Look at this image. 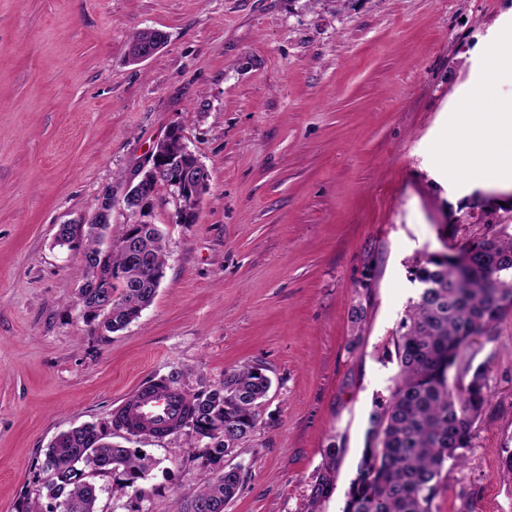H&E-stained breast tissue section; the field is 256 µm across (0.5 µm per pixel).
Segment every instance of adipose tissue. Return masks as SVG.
<instances>
[{"label": "adipose tissue", "instance_id": "ef3b65f1", "mask_svg": "<svg viewBox=\"0 0 512 512\" xmlns=\"http://www.w3.org/2000/svg\"><path fill=\"white\" fill-rule=\"evenodd\" d=\"M484 58L483 77L459 102L448 149L437 163L452 179L512 180V98L498 93L506 69H512V31L487 45Z\"/></svg>", "mask_w": 512, "mask_h": 512}]
</instances>
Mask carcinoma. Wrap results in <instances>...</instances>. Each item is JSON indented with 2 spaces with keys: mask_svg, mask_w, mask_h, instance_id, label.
Instances as JSON below:
<instances>
[{
  "mask_svg": "<svg viewBox=\"0 0 512 512\" xmlns=\"http://www.w3.org/2000/svg\"><path fill=\"white\" fill-rule=\"evenodd\" d=\"M158 36L149 29L131 34L127 59L137 62L134 48ZM110 231L118 246L104 255L99 240ZM58 231L82 250L79 270L85 286L79 297L83 318L93 323L103 299L112 298L107 332L125 329L153 302L166 266V243L157 224L112 222L101 230L61 224ZM470 270L458 272L450 258L433 254L411 260L410 276L422 283L410 300L393 337L398 371L389 395L374 405L366 445L343 512H433L443 489L444 471L461 465L472 445L473 425L486 402L487 369L467 357L474 338L490 335L512 317V234H485L461 248ZM271 387L263 365L244 364L224 371L209 389L189 396L180 427L192 431L195 442L206 441L202 456L212 465L250 440L257 426V408ZM125 429L118 413L110 424L86 423L59 433L45 453L41 470L54 474L45 484L55 501L49 510L30 501L21 512H99L103 491L126 500L127 512H141L143 482L157 461L137 448L111 440V431ZM336 453L329 454L325 473L314 484V495L327 497ZM112 477L108 488L96 478ZM243 467L228 465L216 478L207 470L198 491L175 503L173 512H224L239 494Z\"/></svg>",
  "mask_w": 512,
  "mask_h": 512,
  "instance_id": "1",
  "label": "carcinoma"
}]
</instances>
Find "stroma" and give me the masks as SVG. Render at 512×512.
I'll return each instance as SVG.
<instances>
[{
    "label": "stroma",
    "instance_id": "obj_1",
    "mask_svg": "<svg viewBox=\"0 0 512 512\" xmlns=\"http://www.w3.org/2000/svg\"><path fill=\"white\" fill-rule=\"evenodd\" d=\"M512 0H0V512L45 499L60 432L105 423L170 370L192 394L257 362L272 382L235 455L225 512H342L387 359L417 290L408 262L512 234V186L449 179L433 152ZM165 46L127 60L132 32ZM209 182L197 220L158 208L165 276L141 317L94 330L76 305L80 250L54 247L168 129ZM487 403L439 512H512V318L469 349ZM158 461L143 512L192 497L205 466L186 431H118ZM334 489L312 487L328 454Z\"/></svg>",
    "mask_w": 512,
    "mask_h": 512
}]
</instances>
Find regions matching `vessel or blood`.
Masks as SVG:
<instances>
[{
    "label": "vessel or blood",
    "mask_w": 512,
    "mask_h": 512,
    "mask_svg": "<svg viewBox=\"0 0 512 512\" xmlns=\"http://www.w3.org/2000/svg\"><path fill=\"white\" fill-rule=\"evenodd\" d=\"M131 430H166L178 423L185 402L179 391L141 386L132 401L124 403Z\"/></svg>",
    "instance_id": "vessel-or-blood-1"
}]
</instances>
